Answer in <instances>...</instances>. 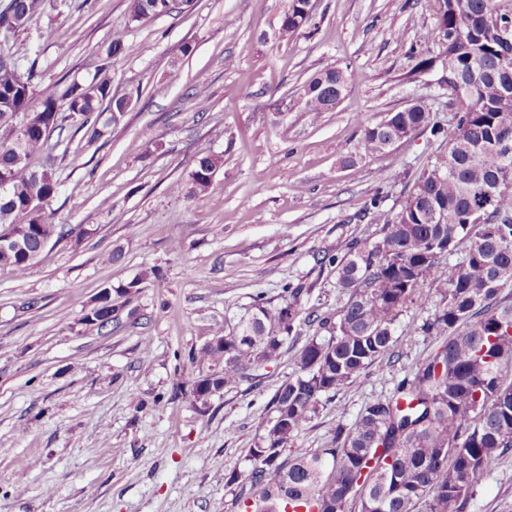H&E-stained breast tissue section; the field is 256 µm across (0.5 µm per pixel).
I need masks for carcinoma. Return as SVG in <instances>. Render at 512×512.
I'll list each match as a JSON object with an SVG mask.
<instances>
[{"label":"carcinoma","instance_id":"obj_1","mask_svg":"<svg viewBox=\"0 0 512 512\" xmlns=\"http://www.w3.org/2000/svg\"><path fill=\"white\" fill-rule=\"evenodd\" d=\"M191 2L132 0L131 17L170 14ZM505 2L437 0L438 26L423 41L441 52L414 70L446 65L448 154L427 166L398 212L380 209L382 192L374 193L369 205L381 225L377 240H351L341 257L320 258L347 301L334 314L312 311L304 318L327 335L311 337L300 351L293 375L272 398L279 425L264 420L260 446L249 450L251 512H463L469 490L512 448V303L500 298L512 285V6ZM39 3L10 0L0 11V30L24 28ZM308 19L307 0H289L280 37L293 36ZM134 52L121 34L106 47L109 57ZM33 78L31 67L23 73L15 63L0 64V184L7 183L0 191V233L18 234L38 255L45 242L68 235L45 216L60 186L50 139L61 143L75 126L95 143L109 133L112 111L122 104L107 74L88 82L64 75L38 92ZM352 79L341 67L314 74L303 86L305 108L333 109ZM432 112L425 100L389 112L363 125L361 146L378 152L417 132L440 138L445 129ZM19 151L27 169L21 174ZM219 166L218 157L198 155L176 190L207 192ZM33 197L41 205L29 206ZM464 241L463 261L450 273L447 261ZM29 267L20 252L0 249V270L21 277ZM147 279L142 271L112 289V309ZM436 282L447 284L442 306L410 330L442 339L440 346L416 359L390 394L369 402L352 427L336 428L332 447L283 457L323 394L353 384L391 353L399 313ZM304 292L301 285L284 286L286 302L274 309L257 297L235 330L206 342L195 359L207 371L187 381L194 396L206 400L278 360L288 338L301 334L297 306Z\"/></svg>","mask_w":512,"mask_h":512}]
</instances>
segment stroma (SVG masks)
<instances>
[{"mask_svg":"<svg viewBox=\"0 0 512 512\" xmlns=\"http://www.w3.org/2000/svg\"><path fill=\"white\" fill-rule=\"evenodd\" d=\"M131 0H41L0 52L43 86L107 69L131 106L109 136L75 134L54 152L60 182L49 220L72 235L48 245L24 277L0 271V512H241L250 448L272 397L316 327L302 326L256 379L198 401L184 381L191 355L251 313L303 285L300 313L347 300L324 254L374 240L362 210L375 189L399 210L448 142L416 135L381 153L360 148L362 124L428 99L447 123L442 65L416 73L434 45L411 39L438 23L435 0H311L293 37L276 31L288 0H193L131 21ZM136 48L107 57L114 33ZM190 54H183L184 45ZM350 67L332 110L310 112L316 72ZM223 158L212 188L174 192L198 155ZM121 250L119 261L103 258ZM150 271L106 328L83 322L97 293ZM441 305L426 287L397 317L396 358L322 395L286 457L331 447L366 404L389 393L440 341L414 335ZM465 512H512V450Z\"/></svg>","mask_w":512,"mask_h":512,"instance_id":"obj_1","label":"stroma"}]
</instances>
